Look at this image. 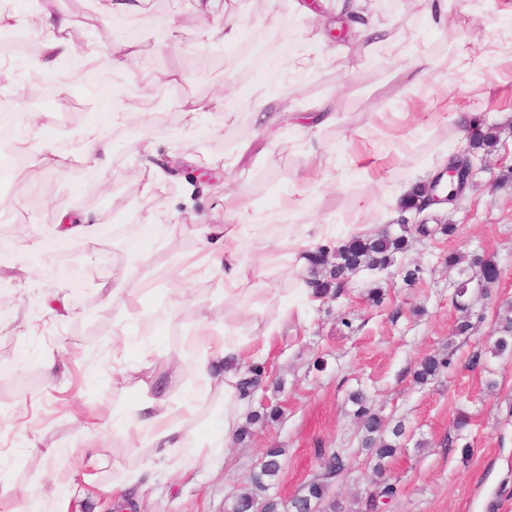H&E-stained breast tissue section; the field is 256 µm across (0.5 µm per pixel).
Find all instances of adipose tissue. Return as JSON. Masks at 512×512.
I'll return each mask as SVG.
<instances>
[{
  "instance_id": "ef3b65f1",
  "label": "adipose tissue",
  "mask_w": 512,
  "mask_h": 512,
  "mask_svg": "<svg viewBox=\"0 0 512 512\" xmlns=\"http://www.w3.org/2000/svg\"><path fill=\"white\" fill-rule=\"evenodd\" d=\"M362 7L363 0H337L334 17L338 23L362 32L363 47L370 51L390 39L391 29L370 20L362 21ZM70 27L71 20L66 15L37 8L0 15L1 29L35 33L42 54L34 66L48 78L57 80L62 93L67 90L66 85L59 82L64 66L75 67L82 62L69 35ZM245 92L252 99L254 119L264 133L283 123L299 130H320L337 121L339 103L331 98L322 100L310 111L297 112L290 107H276L261 83L246 87ZM135 111L133 103L119 97L93 98L88 130L80 142L78 159L83 167L101 173L107 169L115 149H123L134 163V178L143 198L152 199L165 195L168 188L167 176L153 162L157 148L143 139L118 146L110 134L112 126L129 121ZM98 223L94 212L65 211L59 214L52 233L62 240L81 242L91 253L99 241ZM263 230V225L257 224L242 204L226 206L223 223L200 225L199 261L223 283L225 297L248 296V286L256 272L252 259L243 249V242L247 239L261 242ZM330 238L328 225L308 224L301 234L288 235L279 243L283 255L300 274L304 295L313 307L322 297L309 275L311 260L327 246ZM254 314V308L245 302L241 304L234 316L225 319L219 335L201 337L199 349L190 358L181 352L158 350L148 336L136 343L127 336L120 339L112 354L113 361L132 355L143 366L154 370L149 380L141 383L138 397L121 415L112 419L114 430L129 434V447L148 449L149 461H170L182 466L213 449H225L233 443L244 423L249 402L241 390L243 372L238 365L247 359L243 329ZM185 367L191 368L192 381L179 392H171L165 384L166 376L179 374ZM219 367L224 370L220 377L215 374ZM207 403L223 407L224 417L220 429L202 436L190 422ZM98 440L96 422H85L75 443L57 453L60 463L53 475L56 493L38 496L31 489L21 490L27 512H64L59 492L70 485L84 465L87 449L95 447Z\"/></svg>"
}]
</instances>
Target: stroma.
<instances>
[{
	"instance_id": "obj_1",
	"label": "stroma",
	"mask_w": 512,
	"mask_h": 512,
	"mask_svg": "<svg viewBox=\"0 0 512 512\" xmlns=\"http://www.w3.org/2000/svg\"><path fill=\"white\" fill-rule=\"evenodd\" d=\"M301 2L214 0L203 22L189 10L174 11L173 0H149L140 15L106 18L86 32V61L99 69H112L108 41L131 31L138 39L135 74L173 68L191 94L223 92L229 111L210 118L207 145H200L197 130L184 127L179 95L170 91H154L132 122L112 132L117 139L156 138L175 157L193 155L218 174L189 205L177 186L142 206L123 153L114 154L104 176L91 183L82 165L33 160L0 190V231L13 242L12 258L0 264V299L11 308L9 316L0 317V362L17 360L25 381L19 387L0 380V512L20 507V488L52 491L53 463L43 453L70 447L88 414L100 426V442L66 493L69 512H115L119 503L126 512H225L273 447L284 454L270 495L289 501L320 472L321 452L344 448L349 467L330 495L344 512H366L373 462L361 446L363 432L348 399L360 389L390 423L406 427L402 450L390 465L398 494L388 512H512V356L470 364L474 352L492 345L512 305V60H500L492 70L474 62L487 44L512 50V0H468L464 11L450 6L441 32L430 29L421 0H368L367 12L391 26L392 39L368 55L319 51L310 72L296 80L297 94L288 97L299 112L326 97L338 98L336 124L313 136L286 126L261 136L252 101L242 92L260 72L247 71L243 46L207 48L202 29L219 31L230 16L245 19L247 42L262 39L284 65L318 34ZM169 13L175 25L163 48L155 20ZM422 51L448 62L428 96L413 95L401 70L407 54ZM31 76L20 68L12 79L0 77V108L13 110L20 101L25 112H51L52 138H81L90 94L75 92L77 110L49 109L30 94ZM487 83L492 89L485 95L481 87ZM457 112L476 114L482 125L496 127L498 145L492 153L472 154L477 173L462 199L426 209L430 235L413 236L387 269L359 270L350 275L344 296L325 298L312 309L298 297L299 275L277 247L281 233L270 230L266 248L255 252L259 276L250 303L270 310L287 301L292 310L265 361L259 390L280 408L279 419L251 426L244 441L191 468L157 464L122 496L106 492L112 472L99 468L100 458L128 468L136 462L113 432L112 417L134 399L148 372L134 361L113 363L112 345L126 318L121 309L104 304L101 286L121 278L130 302L147 297L157 317L148 330L159 334V347L187 355L194 353L199 333L215 331L219 319L236 310L217 281L205 275L187 281L176 275L161 280L126 275V227L145 215L151 223L172 225V251L154 256L155 266H165L171 252L197 248L198 215L210 224L223 223L225 193L244 187L245 204L263 219L295 196L302 175L325 167L344 173V181L323 186L313 212L289 214V224L334 225L337 246L359 212L367 234L397 229L406 213L391 208L396 187L385 170L398 163L399 150L408 144L414 182H428L442 159L469 146L457 134ZM253 138L256 154L237 161V145ZM74 209L96 211L116 226L101 233L95 255L51 234L58 214ZM446 224L454 225L453 235L443 233ZM452 253L467 261L481 257L500 272L485 289L470 288L472 328L463 336L454 333L460 317L455 288L461 276L475 271L449 267ZM414 267L420 270L418 281L405 282L403 269ZM373 287L382 288V305L368 301ZM45 290L65 296L71 313L53 328L34 329L30 323ZM49 351L61 365L52 382L41 363ZM433 354L449 357L450 367L427 384L415 383L414 369ZM463 414L469 424L459 431L455 423Z\"/></svg>"
}]
</instances>
